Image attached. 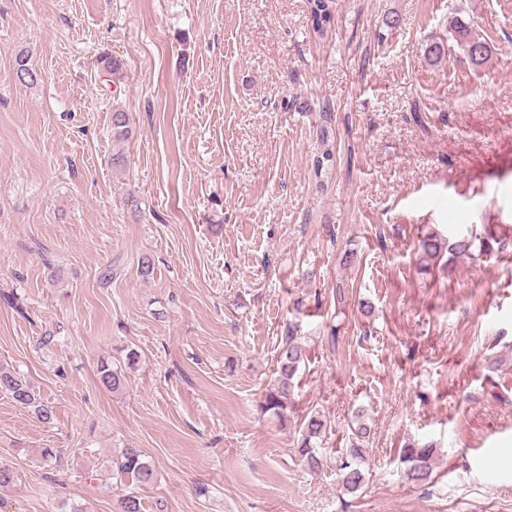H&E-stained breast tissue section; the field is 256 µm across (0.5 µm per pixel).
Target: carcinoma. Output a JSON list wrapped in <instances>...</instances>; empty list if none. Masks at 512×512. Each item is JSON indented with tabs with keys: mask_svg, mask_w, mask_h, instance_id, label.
<instances>
[{
	"mask_svg": "<svg viewBox=\"0 0 512 512\" xmlns=\"http://www.w3.org/2000/svg\"><path fill=\"white\" fill-rule=\"evenodd\" d=\"M312 34L323 38L331 27L334 16L335 0H307ZM452 38L460 47L465 57L475 66L484 65L490 55L488 43L476 34L469 23L460 18L452 21ZM482 49V55L473 56V50ZM424 54L427 60L438 62L453 55L451 45L440 41L426 45ZM112 132L117 138H125L129 134V118L123 110L115 108L112 111ZM324 149L315 159V174L332 164L335 159L334 145L327 137H322ZM488 251L491 245L488 240L471 233L460 235L452 240L443 239L435 231L425 234L419 240L421 258L425 261H440L448 257L453 262L459 257L469 256L474 248ZM306 358V349L302 337L294 335V330L287 331L286 336L279 342L276 354L277 382L270 385L259 402L260 411L269 413L280 423L288 422V410L293 405L294 377L299 366ZM100 383L108 390L117 391L124 385L125 373L122 368L103 361L98 366ZM0 392L9 396L15 403L33 409L35 415L43 422L53 417L50 406L39 401L33 392L31 384L20 374L9 367L0 364ZM352 437L350 447L336 458V471L346 494H357L367 483V470L364 468V442L370 436V428L364 421L360 411L352 413ZM302 435L295 448V454L303 465L312 471L323 466V456L317 448L319 439L327 428L325 416L318 412L310 414L301 422ZM435 448L430 446L416 447L409 445L402 451L399 461L404 467L406 477L414 482L427 480L433 469ZM118 472L131 479L132 482L146 486L154 478L153 470L142 460V455L135 448H128L115 462Z\"/></svg>",
	"mask_w": 512,
	"mask_h": 512,
	"instance_id": "obj_1",
	"label": "carcinoma"
}]
</instances>
